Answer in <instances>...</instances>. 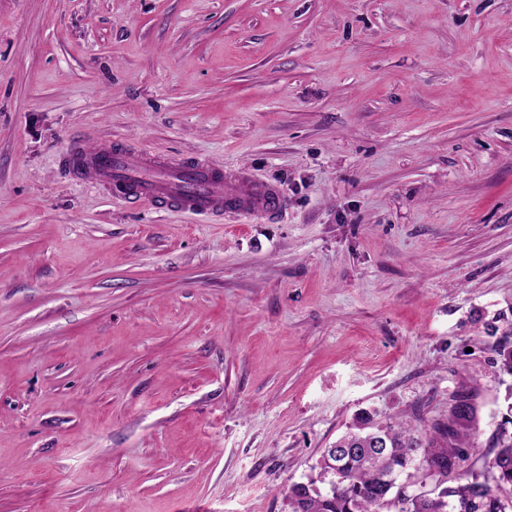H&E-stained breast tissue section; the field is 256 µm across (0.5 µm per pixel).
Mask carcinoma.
<instances>
[{
	"mask_svg": "<svg viewBox=\"0 0 512 512\" xmlns=\"http://www.w3.org/2000/svg\"><path fill=\"white\" fill-rule=\"evenodd\" d=\"M485 324L488 344L503 373L512 375V336ZM470 448L453 426L420 432L404 422L375 425L356 418L334 447L325 449L317 479L288 488L290 512H512V433L502 431L497 451L482 471L468 465ZM429 477L434 489L400 508L402 492Z\"/></svg>",
	"mask_w": 512,
	"mask_h": 512,
	"instance_id": "carcinoma-1",
	"label": "carcinoma"
}]
</instances>
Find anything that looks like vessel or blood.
I'll list each match as a JSON object with an SVG mask.
<instances>
[{
  "instance_id": "vessel-or-blood-1",
  "label": "vessel or blood",
  "mask_w": 512,
  "mask_h": 512,
  "mask_svg": "<svg viewBox=\"0 0 512 512\" xmlns=\"http://www.w3.org/2000/svg\"><path fill=\"white\" fill-rule=\"evenodd\" d=\"M64 162L74 175L112 197L162 205L193 215L271 217L280 212L279 188L246 171L225 179L223 170L198 159L163 158L145 149L99 144L87 149L72 143Z\"/></svg>"
}]
</instances>
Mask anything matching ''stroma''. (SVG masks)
I'll return each mask as SVG.
<instances>
[{"mask_svg": "<svg viewBox=\"0 0 512 512\" xmlns=\"http://www.w3.org/2000/svg\"><path fill=\"white\" fill-rule=\"evenodd\" d=\"M73 141L285 206L116 200ZM501 312L512 0H0V512H284L362 411L483 469Z\"/></svg>", "mask_w": 512, "mask_h": 512, "instance_id": "35a3bbf8", "label": "stroma"}]
</instances>
